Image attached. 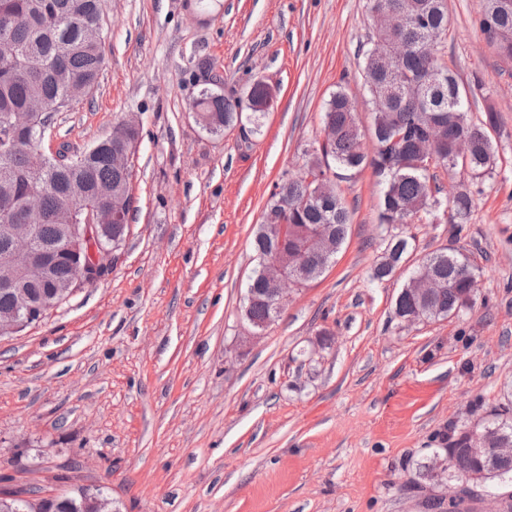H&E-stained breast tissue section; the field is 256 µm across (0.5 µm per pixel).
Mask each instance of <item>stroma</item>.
<instances>
[{
  "label": "stroma",
  "instance_id": "35a3bbf8",
  "mask_svg": "<svg viewBox=\"0 0 512 512\" xmlns=\"http://www.w3.org/2000/svg\"><path fill=\"white\" fill-rule=\"evenodd\" d=\"M483 6L448 0L441 55L472 118L497 113L496 165L453 178L473 195L462 236L441 210L403 229L409 265L470 258L472 306L396 317L408 270L371 277L391 230L367 167L336 181L351 226L334 263L257 335L241 307L274 185L317 149L336 90L371 128L368 0H102L105 63L51 129L81 150L136 121L129 233L109 277L0 338V488L101 486L117 512H424L417 462L512 397V63ZM210 78L275 88L260 133L196 122Z\"/></svg>",
  "mask_w": 512,
  "mask_h": 512
}]
</instances>
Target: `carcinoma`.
I'll list each match as a JSON object with an SVG mask.
<instances>
[{"instance_id": "1", "label": "carcinoma", "mask_w": 512, "mask_h": 512, "mask_svg": "<svg viewBox=\"0 0 512 512\" xmlns=\"http://www.w3.org/2000/svg\"><path fill=\"white\" fill-rule=\"evenodd\" d=\"M376 4L398 9L403 23L375 31L373 42L383 49L401 44L409 52L394 74L386 73L384 62L373 53L368 51L363 56L362 78L370 100H385L372 112V150H366L355 101L345 90H337L322 113L329 142L320 148V154L306 160L300 175L275 184L254 238V250L263 259L275 247L280 226L288 225L284 247L288 256L303 261L310 282L327 269L312 256L315 236L325 234L337 252L348 236L350 212L328 176L331 167L355 171L369 165L384 179L381 223L406 224L443 206L459 237L466 230L473 199L466 191L448 197L434 170L440 168L452 175L463 165L472 177L479 178L495 165V112L489 109L484 118L473 120L469 116V89L442 62L440 54L430 57L419 53L431 35L448 37L447 0H369V6ZM101 16V0H0V46H6L15 59L13 63H0V124L9 113L23 109L33 99L66 98L70 82L94 85L105 63L104 42L88 38L85 27ZM479 26L497 52L512 61V8H507L503 0H486ZM272 103L269 87L257 81L243 98L226 96L205 85L199 89L192 108L203 120V128L215 135L242 125L243 111L248 109L253 124L250 132L256 133ZM43 123L41 117L34 119L25 134L30 149L12 153L9 170L0 173V220L20 210L30 188L40 189L45 219L39 225L35 244L44 250L55 247L63 233L59 213L72 185L106 187L114 204L123 201L130 192L131 174L117 162L115 153L136 139L138 132L132 129L112 149L101 148L66 168L59 169L53 163L37 168L33 152ZM430 128L445 144V155L432 164L428 163L424 138ZM408 245V239L390 236L372 278L382 281L390 277L406 260ZM474 279L476 269L467 257L450 246L438 249L412 271L397 296L395 314L403 320L411 316L444 320L471 304L469 293ZM267 288L269 282L259 264L245 289V294L255 299L243 300L242 315L261 329L282 313L266 297ZM481 430L488 447L512 448V403L483 418ZM440 443V448L417 464L415 486L459 485L468 474L481 472L483 482L453 497L448 512H475V504L483 502L485 491L501 497L502 512H512V454L491 457L478 453L470 446L463 427L452 422L441 434ZM503 486L511 491L500 492ZM9 495L13 497L9 510L0 503V512H42L36 499L24 497L23 491H11Z\"/></svg>"}]
</instances>
